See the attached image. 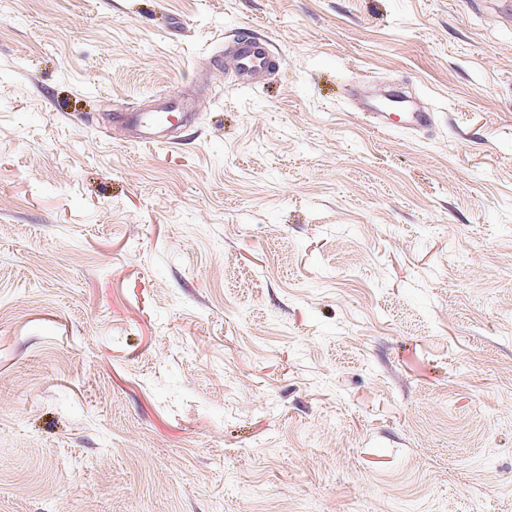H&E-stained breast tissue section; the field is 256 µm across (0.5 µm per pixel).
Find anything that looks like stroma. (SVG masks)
Listing matches in <instances>:
<instances>
[{"label": "stroma", "mask_w": 512, "mask_h": 512, "mask_svg": "<svg viewBox=\"0 0 512 512\" xmlns=\"http://www.w3.org/2000/svg\"><path fill=\"white\" fill-rule=\"evenodd\" d=\"M509 10L0 0V512H512ZM224 51L235 56V79L241 85H258L278 62L272 41L266 36L238 35L224 45ZM359 99L362 103V108L367 112L370 117V127L373 131L381 134H385L392 124L389 122V112H383V109L378 106L372 99L365 97L361 90L359 91ZM192 100L189 96L155 98L146 109H120L113 112L112 122L122 126L131 142L137 144L162 142L173 130L191 121ZM398 98L401 99L402 103H409L411 105L412 111L405 112L406 119L403 121L404 128L410 131L420 132L428 130L433 126L434 123V113L430 112L425 107L414 106L408 100V96L398 95Z\"/></svg>", "instance_id": "1"}]
</instances>
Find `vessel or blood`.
Wrapping results in <instances>:
<instances>
[{"label": "vessel or blood", "instance_id": "vessel-or-blood-1", "mask_svg": "<svg viewBox=\"0 0 512 512\" xmlns=\"http://www.w3.org/2000/svg\"><path fill=\"white\" fill-rule=\"evenodd\" d=\"M224 50L237 60L235 79L238 83L255 86L275 69L278 58L269 37L239 35L228 41ZM192 118L189 96L160 95L144 109H122L113 113L112 121L122 126L131 142H159L172 131L181 129Z\"/></svg>", "mask_w": 512, "mask_h": 512}]
</instances>
